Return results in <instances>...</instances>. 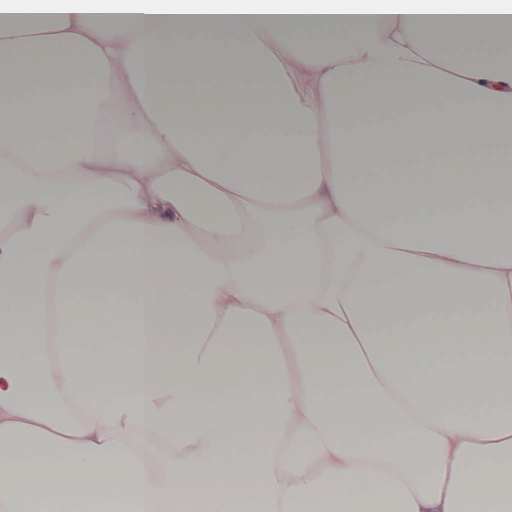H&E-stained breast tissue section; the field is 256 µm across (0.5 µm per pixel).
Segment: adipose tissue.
Masks as SVG:
<instances>
[{
	"mask_svg": "<svg viewBox=\"0 0 512 512\" xmlns=\"http://www.w3.org/2000/svg\"><path fill=\"white\" fill-rule=\"evenodd\" d=\"M0 58V512H512V0H0Z\"/></svg>",
	"mask_w": 512,
	"mask_h": 512,
	"instance_id": "obj_1",
	"label": "adipose tissue"
}]
</instances>
